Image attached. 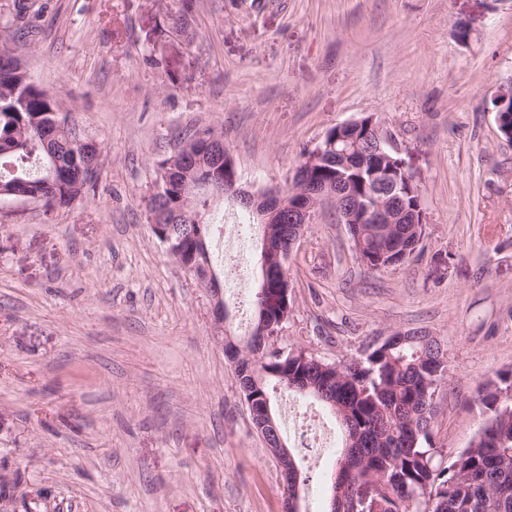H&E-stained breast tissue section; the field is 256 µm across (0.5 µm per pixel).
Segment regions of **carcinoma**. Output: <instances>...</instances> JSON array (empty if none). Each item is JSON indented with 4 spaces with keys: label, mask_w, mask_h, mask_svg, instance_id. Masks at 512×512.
Wrapping results in <instances>:
<instances>
[{
    "label": "carcinoma",
    "mask_w": 512,
    "mask_h": 512,
    "mask_svg": "<svg viewBox=\"0 0 512 512\" xmlns=\"http://www.w3.org/2000/svg\"><path fill=\"white\" fill-rule=\"evenodd\" d=\"M0 33V202L27 199L49 208H68L91 185V164H100L96 146L84 143L58 113L48 90L30 81L20 51ZM202 156L197 163L176 160L161 199L149 208V222L178 241L186 273L205 283L212 267L207 244L213 224L210 203L233 172L216 164L226 150L222 135L207 128L187 135L178 152ZM316 168L319 182H338L336 151ZM201 184L183 194L185 180ZM422 224H350L358 259L372 269L404 264L416 251ZM292 250L270 253L267 286L257 288L253 331L245 341L222 336L224 354L236 347L255 357L236 366L239 383L255 403H271L270 385L321 401L334 412L342 431L336 464L350 457V470L336 479L353 488L380 485L382 512H512V373L479 388L487 416L469 446L447 467L436 463L432 443L433 399L450 366L437 340L424 334L374 348L350 364L324 361L289 348L265 356L261 328L288 322L290 299L280 288L291 280Z\"/></svg>",
    "instance_id": "obj_1"
}]
</instances>
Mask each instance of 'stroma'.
I'll return each mask as SVG.
<instances>
[{
	"label": "stroma",
	"mask_w": 512,
	"mask_h": 512,
	"mask_svg": "<svg viewBox=\"0 0 512 512\" xmlns=\"http://www.w3.org/2000/svg\"><path fill=\"white\" fill-rule=\"evenodd\" d=\"M0 0L30 79L101 152L68 209L0 204V512H283L277 459L224 356L212 298L156 239L157 163L187 129L224 136L243 185H285L302 149L373 116L421 181L412 257L363 266L322 205L294 247L274 343L331 362L392 331L447 353L442 464L512 371V0ZM329 512L332 459H300Z\"/></svg>",
	"instance_id": "obj_1"
}]
</instances>
